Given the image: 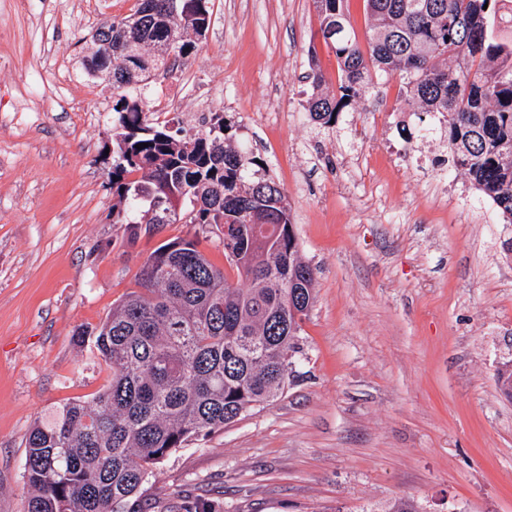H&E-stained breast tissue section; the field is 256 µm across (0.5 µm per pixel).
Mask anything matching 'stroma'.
Here are the masks:
<instances>
[{"label":"stroma","instance_id":"1","mask_svg":"<svg viewBox=\"0 0 512 512\" xmlns=\"http://www.w3.org/2000/svg\"><path fill=\"white\" fill-rule=\"evenodd\" d=\"M136 0H0V512H26V439L112 378L95 326L144 260L194 224L112 221V86L83 66ZM211 24L144 99L170 126L223 113L286 192L316 271L283 394L169 454L139 512H512V224L407 131L395 76L327 128L305 109L318 67L339 87L312 0H211ZM96 100H89L88 90Z\"/></svg>","mask_w":512,"mask_h":512}]
</instances>
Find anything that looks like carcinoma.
<instances>
[{
    "instance_id": "cac0c4a2",
    "label": "carcinoma",
    "mask_w": 512,
    "mask_h": 512,
    "mask_svg": "<svg viewBox=\"0 0 512 512\" xmlns=\"http://www.w3.org/2000/svg\"><path fill=\"white\" fill-rule=\"evenodd\" d=\"M210 0H137L99 29L105 44L88 71L112 84V223L131 229L198 224L228 250L241 288L199 249L198 236L160 245L137 289L112 305L93 338L112 365L94 399L60 408L26 440L27 512H120L170 453L274 401L302 352L315 273L300 255L290 207L257 157L225 135L150 119L140 83L173 70L207 29ZM320 34L340 74L322 90L311 51L307 101L323 127L374 75L397 74L416 107L417 136L436 134L448 161L512 218V0H364L367 48L347 0H313ZM437 116L426 125L422 114ZM144 143L146 147L136 148Z\"/></svg>"
}]
</instances>
